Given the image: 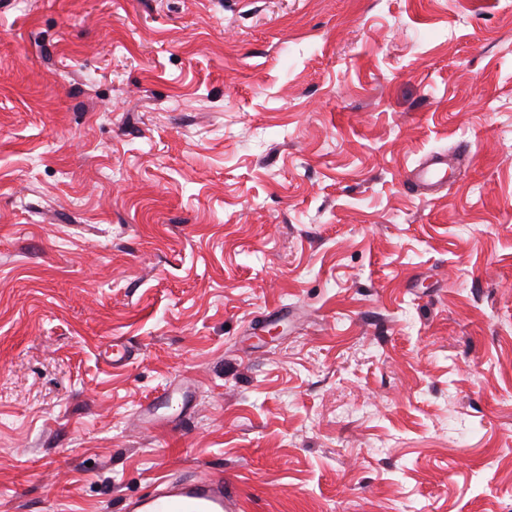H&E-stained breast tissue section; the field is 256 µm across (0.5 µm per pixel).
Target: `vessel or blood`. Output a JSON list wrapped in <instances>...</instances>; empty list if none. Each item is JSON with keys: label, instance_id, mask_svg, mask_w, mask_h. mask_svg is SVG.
<instances>
[{"label": "vessel or blood", "instance_id": "vessel-or-blood-1", "mask_svg": "<svg viewBox=\"0 0 512 512\" xmlns=\"http://www.w3.org/2000/svg\"><path fill=\"white\" fill-rule=\"evenodd\" d=\"M441 159H429L412 172L410 181L423 189L443 182ZM123 512H238V499L223 474L208 472L179 481L162 478L153 487L125 501Z\"/></svg>", "mask_w": 512, "mask_h": 512}]
</instances>
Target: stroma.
I'll return each mask as SVG.
<instances>
[{
  "label": "stroma",
  "instance_id": "1",
  "mask_svg": "<svg viewBox=\"0 0 512 512\" xmlns=\"http://www.w3.org/2000/svg\"><path fill=\"white\" fill-rule=\"evenodd\" d=\"M207 471L512 512V0H0V512ZM444 161L439 158H431L421 169L412 171L410 182L421 189H430L442 184L446 174L441 176Z\"/></svg>",
  "mask_w": 512,
  "mask_h": 512
}]
</instances>
